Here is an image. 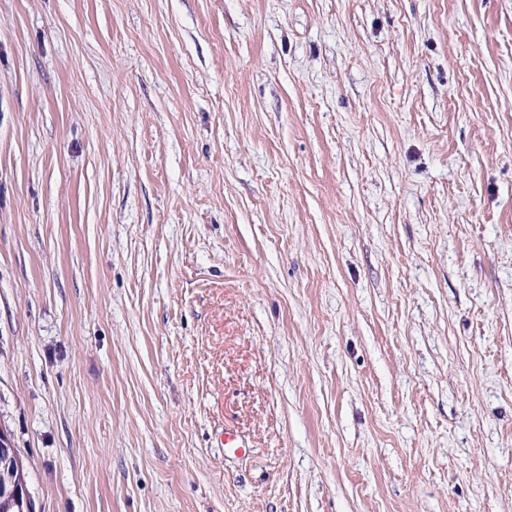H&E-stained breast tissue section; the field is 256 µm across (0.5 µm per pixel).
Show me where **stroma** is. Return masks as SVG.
I'll return each instance as SVG.
<instances>
[{
    "label": "stroma",
    "instance_id": "1",
    "mask_svg": "<svg viewBox=\"0 0 512 512\" xmlns=\"http://www.w3.org/2000/svg\"><path fill=\"white\" fill-rule=\"evenodd\" d=\"M0 430L35 512H512V0H0Z\"/></svg>",
    "mask_w": 512,
    "mask_h": 512
}]
</instances>
